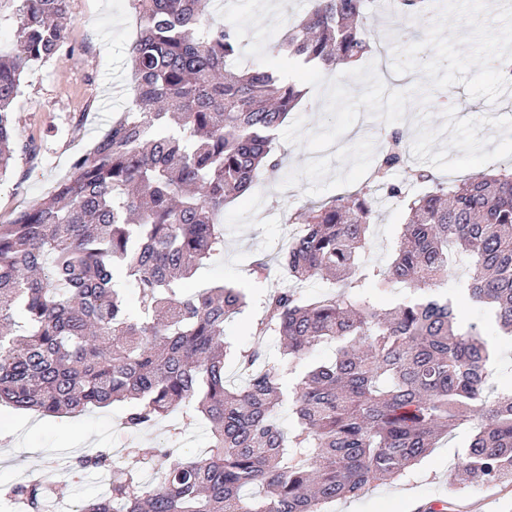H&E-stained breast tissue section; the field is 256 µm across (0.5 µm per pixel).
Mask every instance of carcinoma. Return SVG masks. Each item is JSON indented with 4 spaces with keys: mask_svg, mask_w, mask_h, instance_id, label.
Returning a JSON list of instances; mask_svg holds the SVG:
<instances>
[{
    "mask_svg": "<svg viewBox=\"0 0 512 512\" xmlns=\"http://www.w3.org/2000/svg\"><path fill=\"white\" fill-rule=\"evenodd\" d=\"M130 2L138 29L127 110L49 197L0 224V405L54 416L126 402L132 431L180 408L210 425V440L195 455L161 448L138 460L112 481V498L84 500L75 512H325L404 475L462 428L469 442L454 484L512 476V385L488 399L494 346L438 292L454 254L463 255L468 299L512 336V171L446 187L413 170L430 188L406 200L383 266L364 259L372 194L291 215L302 230L280 259L283 284L263 301L255 342L233 349L224 321L244 295L226 285L187 294L186 284L224 249V204L280 169L272 143L304 90L264 65L237 67L235 29L206 20L208 0ZM68 8L69 0H0V17L21 20L17 53L0 54V173L18 149L11 115L21 74L59 54ZM363 9L364 0H313L270 51L324 70L357 61L373 41ZM404 161L393 129L371 173L391 196H403L389 175ZM120 273L137 289L135 311ZM318 277L338 291L304 298L299 288ZM394 283L415 298L381 312L366 289ZM269 333L282 341L278 359L265 350ZM324 345L334 356L284 388ZM229 355L247 376L240 386L226 380ZM158 461L161 481L142 482L143 467ZM114 466L101 451L70 472ZM3 496L27 512L47 503L36 480Z\"/></svg>",
    "mask_w": 512,
    "mask_h": 512,
    "instance_id": "1",
    "label": "carcinoma"
}]
</instances>
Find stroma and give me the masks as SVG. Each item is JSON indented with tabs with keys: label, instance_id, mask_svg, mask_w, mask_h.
I'll return each mask as SVG.
<instances>
[{
	"label": "stroma",
	"instance_id": "35a3bbf8",
	"mask_svg": "<svg viewBox=\"0 0 512 512\" xmlns=\"http://www.w3.org/2000/svg\"><path fill=\"white\" fill-rule=\"evenodd\" d=\"M366 24L385 52L380 70L391 69L394 48L422 40L434 11L415 16L398 14L386 0H367ZM65 27L68 43L53 60L30 66L22 79V96L12 118L24 151L0 175V224L51 194L68 177L71 162L90 151L113 117L128 104L133 81L127 64L135 36L129 0H70ZM453 111L415 106L397 125L403 135L409 165L434 173L450 184L487 171L512 166V111L489 109L485 98L469 96L464 85L448 88ZM384 123L368 116L339 139V148L311 152L301 144L276 138L275 153L286 167L277 178L261 184L256 196L240 197L224 209V250L206 261L191 289L230 285L246 292L248 307L224 323V339L232 347L252 344L249 327L261 316L264 295L280 283L277 262L295 230L289 216L311 203L354 191L366 185L367 158L384 136ZM405 213L400 203L381 198L378 218L370 227L369 261L386 264L402 230ZM270 262L267 278L252 275L254 260ZM123 407L113 404L81 414L59 417L0 406V486L37 476L53 497L64 502L97 495L94 474L74 482L70 475L51 473L54 456L79 457L116 448L143 453L166 447L167 423L132 432L121 427ZM465 431L443 440L405 477L382 483L355 498L330 505L328 512H401L396 503L404 492L423 501L421 512L441 506L443 512H512V482L482 489L455 486L451 477L462 458Z\"/></svg>",
	"mask_w": 512,
	"mask_h": 512
}]
</instances>
